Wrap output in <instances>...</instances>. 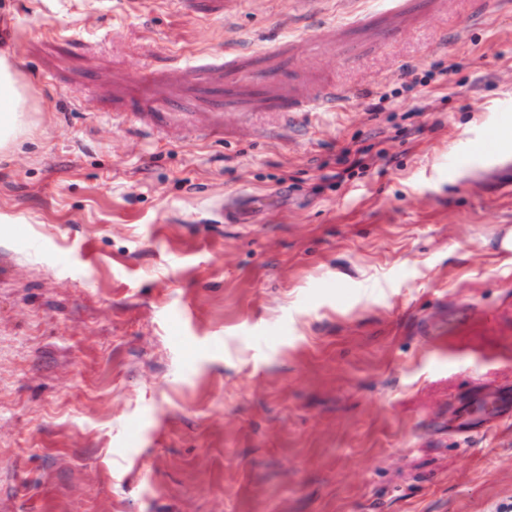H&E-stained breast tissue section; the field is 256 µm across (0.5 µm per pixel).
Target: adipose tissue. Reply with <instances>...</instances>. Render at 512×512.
<instances>
[{"label":"adipose tissue","instance_id":"adipose-tissue-1","mask_svg":"<svg viewBox=\"0 0 512 512\" xmlns=\"http://www.w3.org/2000/svg\"><path fill=\"white\" fill-rule=\"evenodd\" d=\"M32 90L16 68L13 57L0 53V151L9 149L27 124Z\"/></svg>","mask_w":512,"mask_h":512}]
</instances>
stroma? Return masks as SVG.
I'll list each match as a JSON object with an SVG mask.
<instances>
[{
	"instance_id": "35a3bbf8",
	"label": "stroma",
	"mask_w": 512,
	"mask_h": 512,
	"mask_svg": "<svg viewBox=\"0 0 512 512\" xmlns=\"http://www.w3.org/2000/svg\"><path fill=\"white\" fill-rule=\"evenodd\" d=\"M469 13L0 0L34 90L0 152V512L512 507V417L453 430L512 391V0ZM437 61L447 99L401 91ZM352 141L389 164L327 178ZM243 193L278 202L238 224Z\"/></svg>"
}]
</instances>
